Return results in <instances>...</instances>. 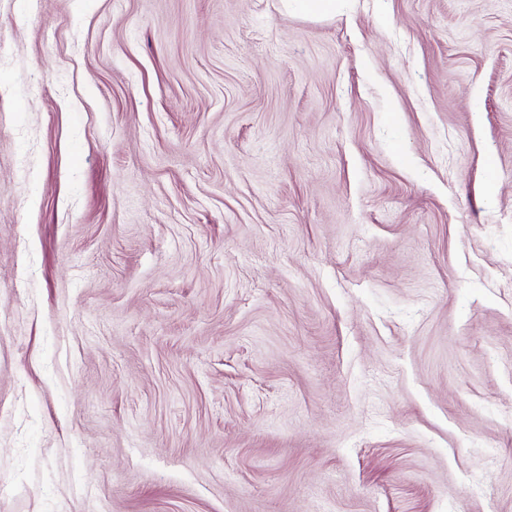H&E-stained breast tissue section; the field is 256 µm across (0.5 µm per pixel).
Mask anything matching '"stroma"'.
<instances>
[{
    "instance_id": "stroma-1",
    "label": "stroma",
    "mask_w": 512,
    "mask_h": 512,
    "mask_svg": "<svg viewBox=\"0 0 512 512\" xmlns=\"http://www.w3.org/2000/svg\"><path fill=\"white\" fill-rule=\"evenodd\" d=\"M0 512H512V0H0Z\"/></svg>"
}]
</instances>
